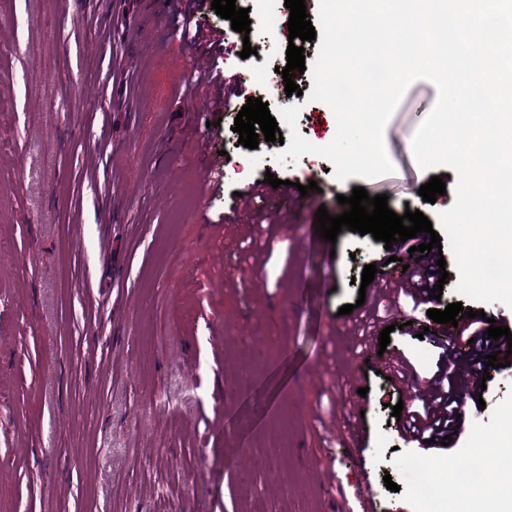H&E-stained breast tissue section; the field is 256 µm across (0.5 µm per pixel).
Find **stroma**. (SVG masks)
I'll list each match as a JSON object with an SVG mask.
<instances>
[{"label": "stroma", "instance_id": "35a3bbf8", "mask_svg": "<svg viewBox=\"0 0 512 512\" xmlns=\"http://www.w3.org/2000/svg\"><path fill=\"white\" fill-rule=\"evenodd\" d=\"M260 17L256 52L229 61L237 81L270 112L299 107L298 130L332 141L331 108L301 92L286 96L285 0H236ZM183 0H0V512H354L370 486L376 512H423L421 475L442 485L445 512H505L512 476L494 472L475 491L460 464L512 450V365L490 370L485 390L457 380L459 427L449 447L424 449L391 414L418 393L378 374V349L408 359L432 379V338L404 330L435 325L410 299L392 304L390 263L360 288L355 279L385 251L372 234L317 233L315 214L343 213L353 188L387 195L396 214L430 221L455 200L456 172L417 165L411 141L437 101L413 82L384 131L393 174L340 181L317 155L279 163L267 142L249 149L233 132L243 99L204 110L190 86ZM318 191L287 201L236 193L266 174ZM440 176L446 192L422 200ZM448 278L438 309L484 311L512 328V308L457 291ZM352 313L340 314L341 306ZM384 314L387 347H356L355 326ZM257 368L240 377L239 350ZM275 406L252 420L244 393ZM361 416H354V407ZM234 415L239 434L224 431ZM288 426L279 465H265L270 433ZM396 490H388L384 476Z\"/></svg>", "mask_w": 512, "mask_h": 512}]
</instances>
